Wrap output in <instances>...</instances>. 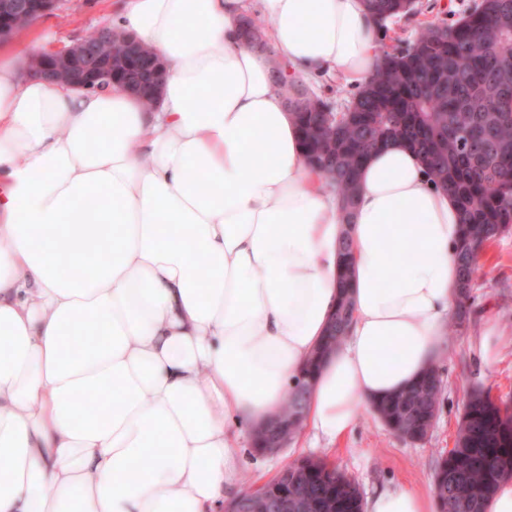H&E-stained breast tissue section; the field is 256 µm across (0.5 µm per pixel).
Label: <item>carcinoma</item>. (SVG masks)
Wrapping results in <instances>:
<instances>
[{
    "label": "carcinoma",
    "instance_id": "1",
    "mask_svg": "<svg viewBox=\"0 0 512 512\" xmlns=\"http://www.w3.org/2000/svg\"><path fill=\"white\" fill-rule=\"evenodd\" d=\"M380 25L414 14L411 0H365ZM242 46L270 51L265 32L248 15ZM371 80L352 94L346 111L312 94L300 82H277L288 111L302 130L300 145L309 165L351 206L355 179L370 151L390 141L413 149L432 182L450 190L460 204L462 235L456 250L459 310L448 335L467 328L477 262L487 244L512 232V0H479L454 24L428 23L413 41L383 51ZM340 296L336 329L322 338L338 347L352 319V243L340 245ZM320 363L310 360L284 394V416L306 411L309 377ZM444 384L438 369L425 371L406 389L375 404L388 428L424 441L438 415ZM315 498L288 499V512H364L358 483L321 459H308ZM512 479V414L483 392L464 405L453 450L437 465L432 494L437 512H485L497 485ZM238 512H269L263 491L251 488L232 499Z\"/></svg>",
    "mask_w": 512,
    "mask_h": 512
}]
</instances>
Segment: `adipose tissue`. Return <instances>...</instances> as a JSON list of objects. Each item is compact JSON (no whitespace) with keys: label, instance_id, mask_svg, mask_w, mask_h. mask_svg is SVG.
Wrapping results in <instances>:
<instances>
[{"label":"adipose tissue","instance_id":"1","mask_svg":"<svg viewBox=\"0 0 512 512\" xmlns=\"http://www.w3.org/2000/svg\"><path fill=\"white\" fill-rule=\"evenodd\" d=\"M258 2L269 57L241 45L248 0H113V23L166 65L152 102L21 75L40 39L0 50V512H218L244 429L326 331L343 237L354 317L307 432L347 435L446 356L456 197L393 142L343 217L274 81L279 65L363 86L378 20L364 0ZM87 252L96 267L71 276ZM366 508L432 502L390 486Z\"/></svg>","mask_w":512,"mask_h":512}]
</instances>
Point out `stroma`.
<instances>
[{"instance_id": "stroma-1", "label": "stroma", "mask_w": 512, "mask_h": 512, "mask_svg": "<svg viewBox=\"0 0 512 512\" xmlns=\"http://www.w3.org/2000/svg\"><path fill=\"white\" fill-rule=\"evenodd\" d=\"M476 0H416L417 12L389 20L390 37L412 41L419 23L453 24ZM110 0H62L58 11L28 27L31 35L46 36L47 47L71 45L76 39L109 25ZM467 330L451 339L450 351L438 366L446 384L444 401L429 437L410 443L388 429L373 411L361 412L353 430L336 443H311L297 437L275 455L254 453L242 440L245 457L241 479L229 491L237 496L247 485H260L303 456L324 459L355 478L364 496L385 486L401 485L427 495L440 451L453 447L468 394L488 392L501 408L512 411V234L489 243L481 253ZM493 314L492 356L483 360L473 344L485 331V316Z\"/></svg>"}]
</instances>
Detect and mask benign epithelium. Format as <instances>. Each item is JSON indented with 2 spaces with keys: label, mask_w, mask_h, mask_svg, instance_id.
I'll use <instances>...</instances> for the list:
<instances>
[{
  "label": "benign epithelium",
  "mask_w": 512,
  "mask_h": 512,
  "mask_svg": "<svg viewBox=\"0 0 512 512\" xmlns=\"http://www.w3.org/2000/svg\"><path fill=\"white\" fill-rule=\"evenodd\" d=\"M24 5L28 16L34 20L46 18L57 11L60 0H0V40L10 37L15 31L14 15L19 5ZM120 39L125 46V55L119 58H136L141 43L130 34H119L112 29H101L94 35L84 37L72 45L46 50L38 58L33 73L41 77L70 84L77 88L98 89L117 85L141 97H152L164 80L166 69L158 57H153L144 72H132V65L122 68L114 66V59L106 57L100 50L104 40ZM264 437V453L275 454L289 443L288 419L276 414L260 427Z\"/></svg>",
  "instance_id": "obj_1"
}]
</instances>
